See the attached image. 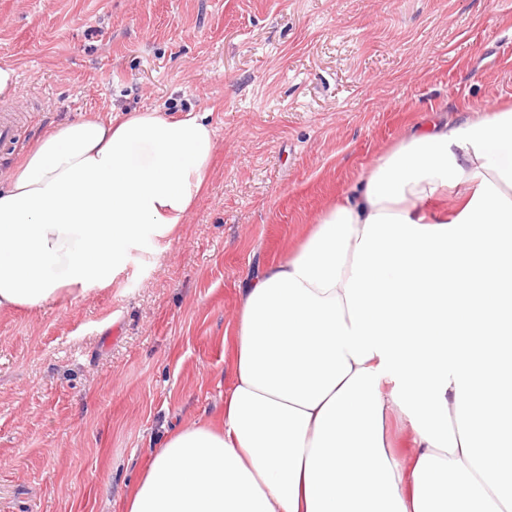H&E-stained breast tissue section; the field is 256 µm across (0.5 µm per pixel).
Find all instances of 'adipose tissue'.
I'll return each mask as SVG.
<instances>
[{"instance_id":"ef3b65f1","label":"adipose tissue","mask_w":512,"mask_h":512,"mask_svg":"<svg viewBox=\"0 0 512 512\" xmlns=\"http://www.w3.org/2000/svg\"><path fill=\"white\" fill-rule=\"evenodd\" d=\"M214 154L198 113L57 126L0 185V309L155 252ZM448 195L454 213L434 210ZM234 342L222 426L168 432L125 512H512V108L429 122L379 157L245 284ZM388 431L393 438L395 447L393 450L398 459L405 460L414 453L415 448H412V432L407 422L404 425L400 424L394 414L393 419L388 423Z\"/></svg>"}]
</instances>
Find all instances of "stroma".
Listing matches in <instances>:
<instances>
[{"instance_id":"35a3bbf8","label":"stroma","mask_w":512,"mask_h":512,"mask_svg":"<svg viewBox=\"0 0 512 512\" xmlns=\"http://www.w3.org/2000/svg\"><path fill=\"white\" fill-rule=\"evenodd\" d=\"M0 178L93 112L206 114L177 238L109 287L0 310V512H124L168 430L219 423L241 287L416 126L512 106V0H0Z\"/></svg>"}]
</instances>
